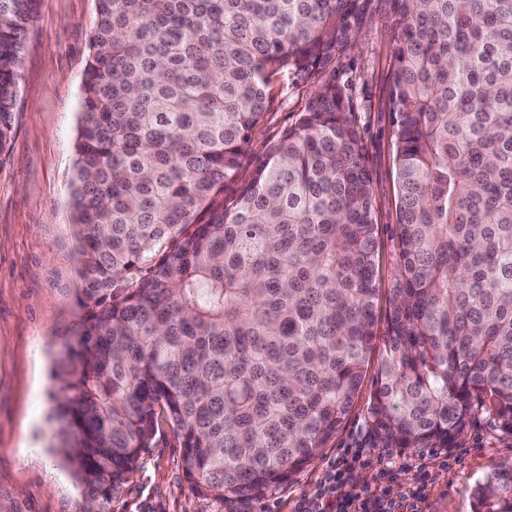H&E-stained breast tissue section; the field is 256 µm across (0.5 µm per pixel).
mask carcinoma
Returning a JSON list of instances; mask_svg holds the SVG:
<instances>
[{
	"label": "carcinoma",
	"instance_id": "obj_1",
	"mask_svg": "<svg viewBox=\"0 0 512 512\" xmlns=\"http://www.w3.org/2000/svg\"><path fill=\"white\" fill-rule=\"evenodd\" d=\"M76 144L80 310L55 448L97 512L172 434L195 491L258 500L328 447L375 345L372 183L336 64L374 0H97ZM397 278L372 426L512 435V0H391ZM38 0H0V153ZM320 84L230 195L288 73ZM512 512V464L475 483Z\"/></svg>",
	"mask_w": 512,
	"mask_h": 512
}]
</instances>
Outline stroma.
<instances>
[{
	"label": "stroma",
	"mask_w": 512,
	"mask_h": 512,
	"mask_svg": "<svg viewBox=\"0 0 512 512\" xmlns=\"http://www.w3.org/2000/svg\"><path fill=\"white\" fill-rule=\"evenodd\" d=\"M97 0H40L23 49V76L13 108L14 136L0 154V512H86L83 488L52 450L49 393L54 355L76 320L79 286L71 204L75 141ZM399 23L389 0H375L340 73L350 84L349 119L363 142L373 190L376 239V335L388 329L397 272L398 180L389 107L392 52ZM315 79L291 76L254 130L240 170L247 179L266 144L294 124ZM380 350H373L355 404L329 446L296 478L259 500L227 510L195 494L172 439L146 449L140 467L110 512H286L344 448H363L381 464L414 463L415 448H387L369 407ZM430 460L426 512H474L470 489L512 462V436L493 416L476 414L448 449Z\"/></svg>",
	"instance_id": "1"
}]
</instances>
